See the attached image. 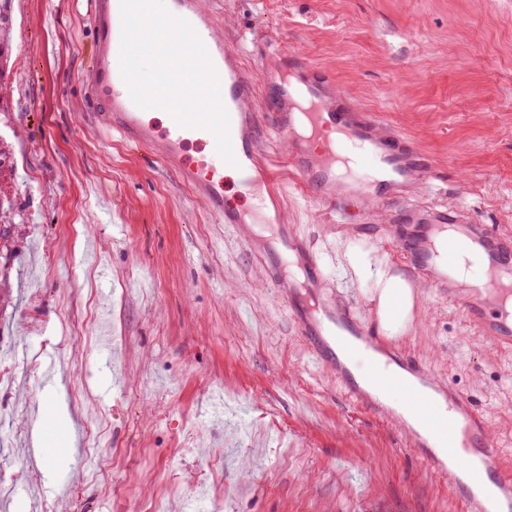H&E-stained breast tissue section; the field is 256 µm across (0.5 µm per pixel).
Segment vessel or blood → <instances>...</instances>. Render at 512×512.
Instances as JSON below:
<instances>
[{"label": "vessel or blood", "mask_w": 512, "mask_h": 512, "mask_svg": "<svg viewBox=\"0 0 512 512\" xmlns=\"http://www.w3.org/2000/svg\"><path fill=\"white\" fill-rule=\"evenodd\" d=\"M166 5L194 27L208 51L230 116L238 184L254 206L244 212L225 197L219 173L226 164L211 131L185 128L171 118L161 125L145 120L143 109L132 101L120 72V0H96L93 14L98 55L88 93L98 106L99 127L121 133L162 166L176 169L205 208L227 224L270 223L266 207L278 202V187L288 178L339 208L352 197L364 212L394 204L391 240L408 264L459 303L483 339L512 349V238L476 223L458 206L403 202L402 187L429 171L423 153L384 128L375 114L336 93L332 76L309 57L277 72L258 66L256 79H248L240 53L225 44L203 0H166ZM259 90L270 114L266 123L251 106ZM197 144L205 146V153L190 155ZM279 241L296 254L308 283L321 285L325 275L315 254L297 239L283 235ZM463 248L481 260L470 284L456 276L457 253ZM292 316L316 360L333 371L347 395L390 421L400 409L411 416L403 427L405 436L428 470L447 480L449 493L467 512L476 507L512 512V467L502 462L485 415L470 400L452 394L438 403L428 395L433 382L417 361L377 344L369 328L350 315H337L329 300L304 312L293 310ZM356 355L383 358L385 373L357 381L349 368Z\"/></svg>", "instance_id": "vessel-or-blood-1"}]
</instances>
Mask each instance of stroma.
Wrapping results in <instances>:
<instances>
[{"mask_svg": "<svg viewBox=\"0 0 512 512\" xmlns=\"http://www.w3.org/2000/svg\"><path fill=\"white\" fill-rule=\"evenodd\" d=\"M94 0H14L0 99V496L8 512H465L392 423L310 354L265 270L268 225L216 221L145 149L94 126ZM244 58L311 56L430 163L419 201L462 205L512 237V0H206ZM289 234L325 287L377 322L353 241L410 275L381 215L342 222L283 183ZM395 347L486 415L512 461V351L415 280ZM58 384L41 381L46 354Z\"/></svg>", "mask_w": 512, "mask_h": 512, "instance_id": "1", "label": "stroma"}]
</instances>
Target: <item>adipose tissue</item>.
I'll list each match as a JSON object with an SVG mask.
<instances>
[{"label":"adipose tissue","mask_w":512,"mask_h":512,"mask_svg":"<svg viewBox=\"0 0 512 512\" xmlns=\"http://www.w3.org/2000/svg\"><path fill=\"white\" fill-rule=\"evenodd\" d=\"M347 255L354 274L374 283L369 300L375 305V315L382 333L390 339L402 337L414 321L418 290L403 275L373 264L368 254L359 247L348 248Z\"/></svg>","instance_id":"1"}]
</instances>
